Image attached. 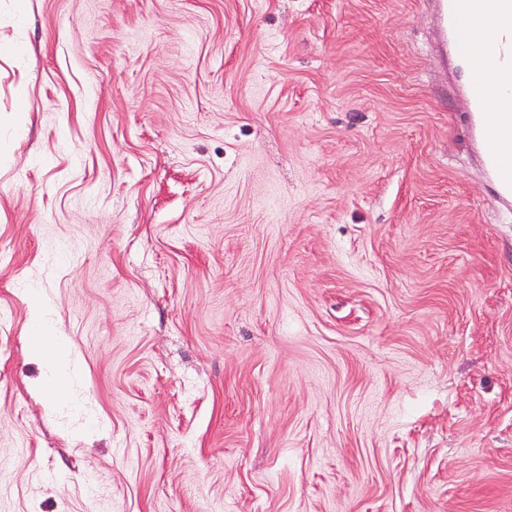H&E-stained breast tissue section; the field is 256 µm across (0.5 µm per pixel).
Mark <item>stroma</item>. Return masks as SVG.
Returning <instances> with one entry per match:
<instances>
[{"instance_id":"obj_1","label":"stroma","mask_w":512,"mask_h":512,"mask_svg":"<svg viewBox=\"0 0 512 512\" xmlns=\"http://www.w3.org/2000/svg\"><path fill=\"white\" fill-rule=\"evenodd\" d=\"M460 84L424 0H0V512H512Z\"/></svg>"}]
</instances>
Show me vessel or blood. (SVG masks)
<instances>
[{
	"mask_svg": "<svg viewBox=\"0 0 512 512\" xmlns=\"http://www.w3.org/2000/svg\"><path fill=\"white\" fill-rule=\"evenodd\" d=\"M441 48L471 72L459 88L484 170L499 198L512 203V155L499 146L502 127L512 115L491 117L493 97L512 93V0H430Z\"/></svg>",
	"mask_w": 512,
	"mask_h": 512,
	"instance_id": "obj_1",
	"label": "vessel or blood"
}]
</instances>
